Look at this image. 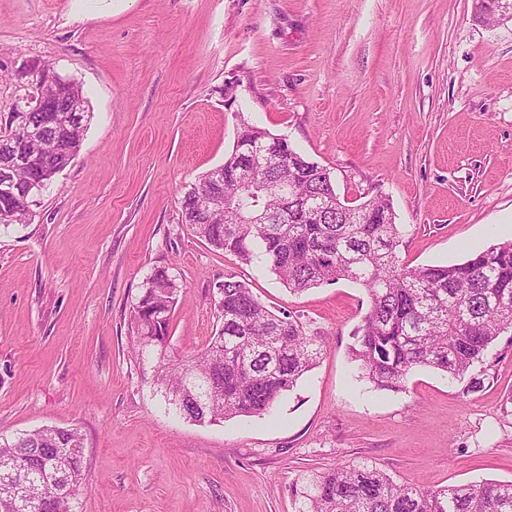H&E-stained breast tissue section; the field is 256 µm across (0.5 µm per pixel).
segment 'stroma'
<instances>
[{"label":"stroma","mask_w":512,"mask_h":512,"mask_svg":"<svg viewBox=\"0 0 512 512\" xmlns=\"http://www.w3.org/2000/svg\"><path fill=\"white\" fill-rule=\"evenodd\" d=\"M20 57L77 82L89 119L31 221L0 230V434L79 431L76 512H296L301 473L362 463L420 489L512 481V336L467 378L377 390L349 354L363 286L290 294L180 204L245 119L333 169L340 196L390 199L410 265L512 240V20L474 0H0V63ZM158 267L182 284L175 353L205 348L233 278L324 337L318 365L264 416L180 419L133 350Z\"/></svg>","instance_id":"obj_1"}]
</instances>
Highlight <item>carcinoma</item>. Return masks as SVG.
<instances>
[{"mask_svg":"<svg viewBox=\"0 0 512 512\" xmlns=\"http://www.w3.org/2000/svg\"><path fill=\"white\" fill-rule=\"evenodd\" d=\"M54 101L81 92L72 82L35 75ZM45 144L31 147L15 178L44 189L78 155L85 128L68 133L41 112ZM240 131L274 144L279 161L252 166L239 147L224 160L223 180L210 173V205L189 192L182 223L212 248L242 262L264 257L284 287L300 294L348 280L365 287L370 308L355 331L352 359L378 390L404 388L426 367L462 378L502 334L512 332V240L455 264L410 266L400 259L403 231L390 200L373 197L353 207L336 194L334 174L280 137L245 120ZM288 183V198L270 190ZM287 212L283 224H238L236 212ZM182 285L163 268L146 279L131 311L136 353L151 363L152 380L181 418L199 424L260 416L317 364L322 342L301 317L269 310L244 281L224 280L217 302L222 325L205 349L180 357L170 347V319ZM25 470L33 492L16 512H73L85 475L84 442L71 428L42 427L0 434V498L20 492L13 475ZM297 512H512V481L417 489L367 465L337 466L292 483Z\"/></svg>","mask_w":512,"mask_h":512,"instance_id":"carcinoma-1","label":"carcinoma"}]
</instances>
